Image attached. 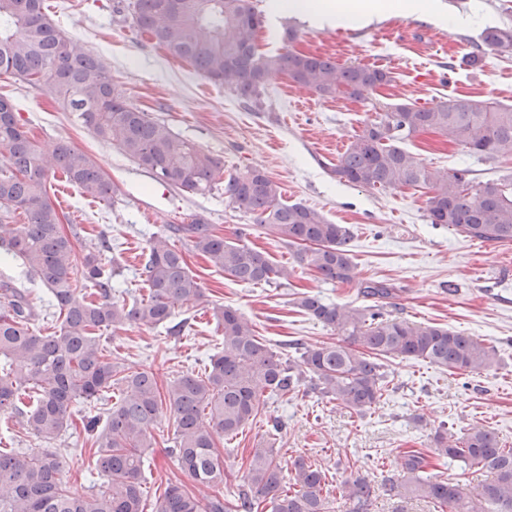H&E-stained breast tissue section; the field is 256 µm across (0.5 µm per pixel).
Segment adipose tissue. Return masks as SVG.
<instances>
[{"label": "adipose tissue", "instance_id": "1", "mask_svg": "<svg viewBox=\"0 0 512 512\" xmlns=\"http://www.w3.org/2000/svg\"><path fill=\"white\" fill-rule=\"evenodd\" d=\"M268 13L295 14L316 28L364 25L387 14L440 19L436 0H270Z\"/></svg>", "mask_w": 512, "mask_h": 512}]
</instances>
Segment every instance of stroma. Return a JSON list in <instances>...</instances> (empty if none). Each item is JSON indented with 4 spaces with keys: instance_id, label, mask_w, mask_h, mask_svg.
Here are the masks:
<instances>
[{
    "instance_id": "1",
    "label": "stroma",
    "mask_w": 512,
    "mask_h": 512,
    "mask_svg": "<svg viewBox=\"0 0 512 512\" xmlns=\"http://www.w3.org/2000/svg\"><path fill=\"white\" fill-rule=\"evenodd\" d=\"M116 2L46 0L54 22L101 57L133 104L173 134L223 160L225 175L262 170L280 184L285 200L303 202L346 226L357 276L344 285L323 280L299 265L287 244L273 240L250 215L229 206L223 191L192 196L157 183L117 145L100 140L64 111L46 88L1 75L0 95L15 103L44 151H52L59 140L70 141L90 155L114 185V195L106 200L88 197L60 177L50 180L47 189L67 217L64 229L74 235L77 251L96 244L103 234L116 243L112 268L119 303L130 305L147 294L140 267L151 234L169 224L186 223L194 214L205 215L217 235L264 251L291 272L288 279L273 284L248 285L187 252L204 297L193 307L177 309V318L188 321L183 334L127 323L106 332L108 351L118 354L128 368L154 371L162 384L178 374L203 373L209 355L222 342L214 317L222 306L237 308L276 347L293 340L306 345L333 342L335 331L307 315L299 298L309 294L340 306L362 307L366 300L358 293L359 284L372 279L393 289L385 314L485 340L499 359L492 369L468 375L418 360H386L389 393L363 417L312 394L268 400L261 415L236 436L218 438L224 482L211 488L195 487L171 455L174 425L162 417L153 431L155 444L144 456L148 502H155L170 483L196 489L203 497L232 498L243 482L250 449L265 436L267 420L275 417L283 423L275 443L282 465L305 457L322 467L332 483L340 480V468L347 464L369 477L383 470L399 474L402 453L412 448L432 453L431 436L442 424L458 435L473 426L484 427L512 448V244L482 243L446 225L429 223L425 189L371 190L340 180L333 172L352 137L374 119V107L454 96L512 106V57L499 56L481 40L485 28L512 26V0H438L444 13L471 17L470 25L454 31L404 15L362 27L313 28L288 16L281 17L277 27L263 25L260 51H283L290 28L296 33L290 44L296 50L330 57L340 65L389 66L394 76L370 102L362 103L343 95L323 99L278 75L268 82L263 112L244 109L230 92L138 33L130 19L115 12ZM471 54L483 56L482 67L465 64ZM406 147L433 169L467 168L482 179L512 175V157L483 160L428 134L408 141ZM3 280L26 289L29 305L46 317L43 333H51L48 290L27 276L20 261L0 253ZM91 444L80 426L47 443L29 434L19 418L0 416V448L56 452L64 461L63 481L76 496L91 490Z\"/></svg>"
}]
</instances>
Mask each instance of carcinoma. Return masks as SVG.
I'll use <instances>...</instances> for the list:
<instances>
[{
  "label": "carcinoma",
  "instance_id": "obj_1",
  "mask_svg": "<svg viewBox=\"0 0 512 512\" xmlns=\"http://www.w3.org/2000/svg\"><path fill=\"white\" fill-rule=\"evenodd\" d=\"M122 11L138 32L224 85L254 112L265 111L264 91L275 74L322 98L345 95L364 102L393 81L392 72L383 68L338 66L290 48L259 53L263 19L252 0H128ZM482 40L497 53L512 55V27L487 28ZM2 74L45 87L99 139L117 141L155 181L196 196L224 187L229 205L296 248V261L324 280H354L348 229L301 202L284 201L279 184L263 171L246 169L222 179L224 163L130 103L101 58L53 23L45 0H0ZM424 133L445 137L483 159L512 156V106L462 97L429 106L390 104L353 137L334 173L370 189L425 188L429 223L446 224L481 242L512 244V177L479 180L468 170H432L402 147ZM57 170L86 196L112 195V183L87 153L60 141L47 156L13 102L0 96V249L19 258L49 290L61 318L56 331L41 334L25 292L0 284V415L21 418L29 433L49 443L68 430L75 409L87 408L83 425L95 436L96 469L103 482L88 496H74L62 481L58 455L0 450V512H145L144 452L152 447V430L166 411L173 418L172 453L180 467L196 484L213 487L224 481L216 438L238 434L268 398L301 390L362 416L388 391L383 358L422 360L463 373L496 363L494 348L448 327L386 317L373 305L341 307L304 295L298 305L341 340L310 346L292 341L288 350L277 352L244 315L224 306L216 312L224 349L209 356L208 371L180 374L163 387L154 372L132 371L112 359L102 332L125 323L165 325L174 336L184 332L187 320L174 321L175 308L197 303L203 288L173 238L237 282L270 284L289 271L247 244L224 240L195 215L190 223L174 224L149 239L141 268L148 295L129 307L120 304L112 297V268L102 258L112 250V240L101 236L98 246L79 257L63 230L64 214L47 191ZM17 213L25 223H5ZM87 284L95 288L96 299L75 302L78 287ZM360 294L381 303L393 289L367 281ZM113 389L119 391L116 402L90 412L100 395ZM433 443L436 456L491 474L478 497H469L455 479L423 477L428 455L410 449L403 453L397 478L384 473L373 479L359 473L346 477L345 512H368L378 492L427 501L437 512H512V448L500 444L494 432L475 426L458 437L442 424ZM266 508L330 512L325 472L301 456L285 469L273 444L262 442L250 453L244 484L233 501L199 497L170 483L153 512Z\"/></svg>",
  "mask_w": 512,
  "mask_h": 512
}]
</instances>
